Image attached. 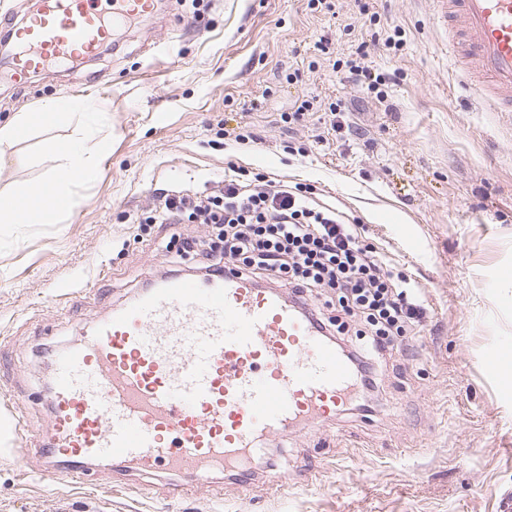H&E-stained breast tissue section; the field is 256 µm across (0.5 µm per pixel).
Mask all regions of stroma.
Segmentation results:
<instances>
[{
  "label": "stroma",
  "mask_w": 512,
  "mask_h": 512,
  "mask_svg": "<svg viewBox=\"0 0 512 512\" xmlns=\"http://www.w3.org/2000/svg\"><path fill=\"white\" fill-rule=\"evenodd\" d=\"M364 5L375 32L404 39L363 60L399 74L379 96L346 67ZM112 38L22 79L0 62V125L48 99L92 104L29 130L0 163L1 191L49 181L48 143L82 130L105 144L72 209L0 225V512H512V122L465 89L430 0H335L331 15L308 0H159ZM311 97L340 105L341 132L315 111L289 122ZM246 131L256 141H240ZM233 164L312 186L420 288L426 317L386 358L379 406L267 439L247 481L215 473L206 492L106 460L93 493L21 470L45 436L51 351L149 283L194 274L171 237L206 238V225L135 216L163 190L208 193Z\"/></svg>",
  "instance_id": "1"
}]
</instances>
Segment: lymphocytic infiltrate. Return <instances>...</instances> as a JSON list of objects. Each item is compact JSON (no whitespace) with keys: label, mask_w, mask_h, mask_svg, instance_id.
<instances>
[{"label":"lymphocytic infiltrate","mask_w":512,"mask_h":512,"mask_svg":"<svg viewBox=\"0 0 512 512\" xmlns=\"http://www.w3.org/2000/svg\"><path fill=\"white\" fill-rule=\"evenodd\" d=\"M186 219L208 225L211 234L205 241L182 237L178 254L202 257L208 277L230 271L290 288L321 336L354 335L346 353L354 377L363 393L379 391L378 364L420 326L424 301L343 212L319 204L309 190L254 181L234 166L208 194L161 193L145 221Z\"/></svg>","instance_id":"1"}]
</instances>
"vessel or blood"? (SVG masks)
<instances>
[{
    "label": "vessel or blood",
    "mask_w": 512,
    "mask_h": 512,
    "mask_svg": "<svg viewBox=\"0 0 512 512\" xmlns=\"http://www.w3.org/2000/svg\"><path fill=\"white\" fill-rule=\"evenodd\" d=\"M458 18L470 95L512 112V0H432ZM150 0H40L18 59L91 57L118 14ZM51 415L41 458L65 457L83 479L107 460L208 479L242 470L260 440L300 420L335 417L353 385L349 364L311 321L241 274L167 276L53 356Z\"/></svg>",
    "instance_id": "obj_1"
}]
</instances>
